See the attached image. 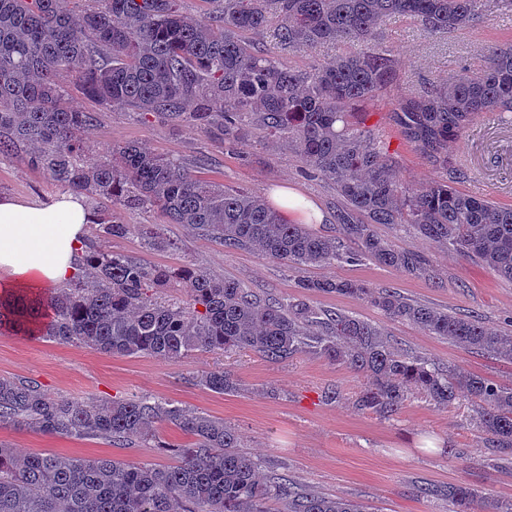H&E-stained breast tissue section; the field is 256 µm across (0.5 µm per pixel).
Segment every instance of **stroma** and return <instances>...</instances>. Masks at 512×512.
Masks as SVG:
<instances>
[{"mask_svg":"<svg viewBox=\"0 0 512 512\" xmlns=\"http://www.w3.org/2000/svg\"><path fill=\"white\" fill-rule=\"evenodd\" d=\"M378 33L383 45L400 60L399 80L366 107L359 127L371 132L404 187L413 192L447 178L448 172L401 138L393 122L399 96L464 68L478 71L488 46L512 39V12H493L473 28L436 35L396 17L381 23ZM69 102L97 115L86 135V160H99L114 145L135 141L155 153L182 158L198 166L206 178L229 188L266 194L280 187L295 190L323 215V230L331 235L336 232L334 184L309 175L287 139L260 134L231 152L189 122L175 126L128 108L104 109L78 93ZM31 154V146L22 145L0 160L1 194L43 198L56 192V184L32 166ZM448 156L462 165L463 173L454 182L458 190L512 205V122L501 121L493 113L482 115L449 146ZM113 216L126 224L159 225L174 246L148 251L139 236L131 234L104 241L108 250L171 268L190 262L264 297L292 299L302 293L299 274L287 263L225 249L182 225L163 223L157 213L117 209ZM377 230L394 244L426 253L438 280L415 278L369 260L312 269L309 277L336 276L394 288L409 299L452 314L477 316L497 330H512L511 282L457 253L425 246L410 225L381 224ZM312 300L327 309H342L383 323L388 335L410 356L461 366L497 383L512 384V361L461 350L405 322L383 321L376 309L353 298L316 294ZM219 368L237 380V392L218 395L194 385L197 375ZM0 375L36 380L55 396L130 399L151 395L224 419L238 430L244 451L260 460L263 472L288 474L310 492L346 497L371 506L373 512H450L446 499L418 494V486L425 484L465 482L489 500L512 502V455L488 448L467 399L443 406L413 393L396 415L386 418L358 409L363 377L314 354L302 353L288 362L272 364L254 352L236 350L198 353L168 364L149 356H110L6 333L0 334ZM0 440L26 454L113 456L160 465L172 462L153 448L139 444L117 448L96 438L2 429Z\"/></svg>","mask_w":512,"mask_h":512,"instance_id":"obj_1","label":"stroma"}]
</instances>
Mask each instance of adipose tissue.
Wrapping results in <instances>:
<instances>
[{
	"mask_svg": "<svg viewBox=\"0 0 512 512\" xmlns=\"http://www.w3.org/2000/svg\"><path fill=\"white\" fill-rule=\"evenodd\" d=\"M96 221L87 199L68 190L45 198L0 194V288L69 285Z\"/></svg>",
	"mask_w": 512,
	"mask_h": 512,
	"instance_id": "obj_1",
	"label": "adipose tissue"
}]
</instances>
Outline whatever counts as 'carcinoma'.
Listing matches in <instances>:
<instances>
[{
	"label": "carcinoma",
	"instance_id": "obj_1",
	"mask_svg": "<svg viewBox=\"0 0 512 512\" xmlns=\"http://www.w3.org/2000/svg\"><path fill=\"white\" fill-rule=\"evenodd\" d=\"M99 2L76 11L63 8L61 0H0V158L21 144L36 146L35 167L97 204L98 238L136 233L149 250L172 246L155 224L113 221L110 211L119 206L157 211L226 249L283 261L300 272L368 259L432 281L436 273L422 253L376 232L378 224H409L427 244L512 282V206L443 180L406 192L392 163L357 128L364 106L399 77L392 50L375 43L380 23L402 17L439 34L471 28L495 8L512 9V0H211L215 7L198 18L184 14L179 0ZM269 31L292 53L336 42L361 49L306 70L265 47ZM71 78L103 108L124 106L175 124L191 117L202 133L217 134L231 147L253 127L288 138L312 173L336 185L344 201L336 210L338 234L289 222L260 193L213 182L183 159L135 142L83 163V133L96 115L71 108ZM485 112L512 119V43L489 47L477 72L463 69L405 93L394 116L403 138L446 168L448 146ZM82 265L89 275L66 288L0 295V334L171 364L195 352L232 348L272 363L313 353L361 375L357 404L376 413H397L414 392L439 405L464 395L492 447L512 451V386L411 357L382 325L322 308L309 295L356 298L388 321L410 323L467 352L512 360V332L491 330L473 315L336 277H304L299 287L306 296L283 302L191 264L171 269L101 247L88 248ZM173 283L183 297L162 296ZM195 382L219 395L239 390L222 369ZM164 424L182 430L191 444L158 440ZM3 428L101 438L118 446L153 441L175 448L178 461L160 466L28 455L0 441V512H271L274 502L286 503L285 512H367L350 499L303 491L286 475L262 476L235 428L152 396L56 397L33 380L0 376ZM418 492L448 499L453 512H512V503L486 501L465 484L422 485Z\"/></svg>",
	"mask_w": 512,
	"mask_h": 512
}]
</instances>
